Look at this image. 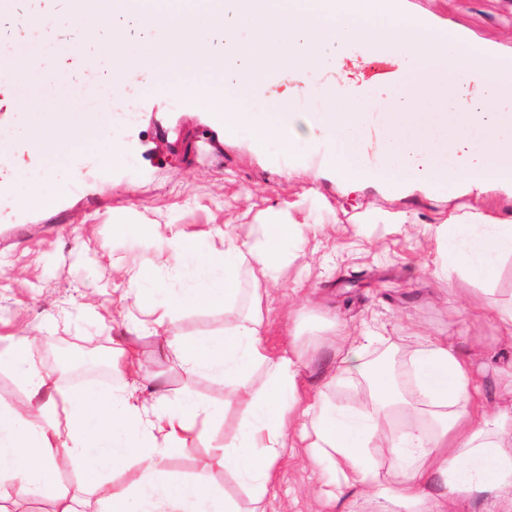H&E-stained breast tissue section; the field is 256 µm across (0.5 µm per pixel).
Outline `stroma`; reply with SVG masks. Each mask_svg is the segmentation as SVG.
<instances>
[{"instance_id":"35a3bbf8","label":"stroma","mask_w":512,"mask_h":512,"mask_svg":"<svg viewBox=\"0 0 512 512\" xmlns=\"http://www.w3.org/2000/svg\"><path fill=\"white\" fill-rule=\"evenodd\" d=\"M408 3L439 27L468 29L512 54V0ZM329 64L297 81L281 74L267 97L297 95L333 68L371 84L379 100L396 95L351 52ZM133 98L136 118L118 128L125 155L106 168L93 157L98 144L87 145L80 193L58 191L53 209L24 215L11 197L0 195V337L31 338L42 364L44 346L55 340L93 343L106 355L122 345L143 365V383L160 385L172 398L190 395L207 403L211 418L202 436L187 439L166 468L180 478L205 476L240 512H249L242 486L208 464L212 450L236 436L242 408L210 375H187L167 344L176 337L223 335L227 313L250 309L256 283L249 269H241L232 310L205 304L178 313L158 334L135 335L146 305L165 302L168 292L193 287L195 279L191 272L175 274L163 239L146 230L172 225L214 258L225 230L250 241L257 225L297 224L301 234L289 242L278 280L263 298L262 341L272 352L293 344L305 353L308 364L298 378L303 402L323 389L338 409L353 412L369 397L363 378L328 383L338 361L330 329L336 323L379 334L363 355L367 362L386 353L409 356L429 339L452 340L480 366L490 411L512 416V341L483 316L485 309L512 305V254L499 258L491 279L474 280L460 265L446 263L432 234L444 223L485 234L488 219L511 220V186L490 189L474 208L461 209L444 186L392 194L378 184L349 185L308 161L313 152L329 151L327 140L303 139L290 158L276 143L259 145L246 129L227 128L202 106L156 96L150 83ZM134 267L141 270L138 298L125 293L126 273ZM56 385L63 392L117 394L133 379L109 371L62 374ZM319 478L305 449H287L266 512H329L317 493Z\"/></svg>"}]
</instances>
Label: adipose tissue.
<instances>
[{
  "mask_svg": "<svg viewBox=\"0 0 512 512\" xmlns=\"http://www.w3.org/2000/svg\"><path fill=\"white\" fill-rule=\"evenodd\" d=\"M494 226L493 233L465 240L455 224L438 225L434 234L472 278L487 280L497 259L512 253V222L498 220ZM298 232L294 224H268L252 244L225 234L219 257L223 280L173 293L169 304L150 310L147 330L162 327L180 310L219 299L233 303L242 265H249L253 276L273 280L285 257L282 241ZM262 325L256 304L226 322L222 336L169 345L188 373H212L225 395L245 407L235 442L217 449L211 462L244 484L252 512H265L290 440L304 360L296 349L270 352L261 340ZM335 334L339 360L333 381L365 376L370 397L356 412L340 413L321 393L304 410L307 456L321 472L329 501L361 495L376 512H448L449 504L465 502L480 503L481 512H512V451L500 439L506 420L486 411L470 358L437 339L416 349L402 368L382 359L368 366L362 354L377 334L341 326ZM258 369L264 382L257 387L252 375ZM2 370L27 390L30 408L0 404V482L16 481L32 496L52 498L54 512H77L74 498L57 486L56 462L65 454L77 460L97 512H238L225 490L200 477L173 478L165 468L167 458L209 417L205 403L171 400L157 389L146 397L82 390L70 395L69 411L59 414L53 370L37 364L24 338L0 345ZM401 376L415 387L418 401L400 396ZM394 419L404 433L401 442L387 445L395 466L385 484L369 445L380 425ZM116 472L132 478L115 482Z\"/></svg>",
  "mask_w": 512,
  "mask_h": 512,
  "instance_id": "obj_1",
  "label": "adipose tissue"
}]
</instances>
